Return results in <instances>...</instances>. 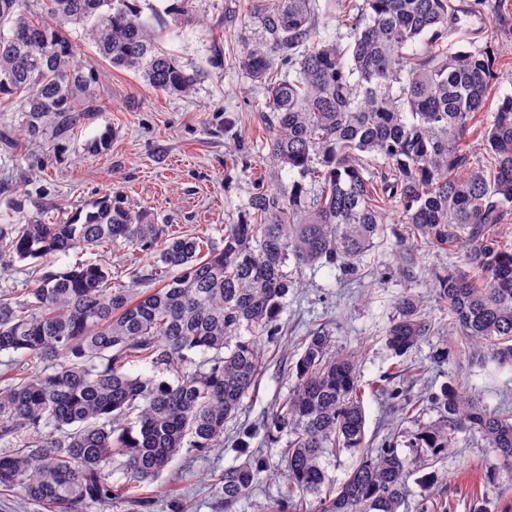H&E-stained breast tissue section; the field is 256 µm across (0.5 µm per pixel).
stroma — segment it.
Here are the masks:
<instances>
[{
  "label": "stroma",
  "mask_w": 512,
  "mask_h": 512,
  "mask_svg": "<svg viewBox=\"0 0 512 512\" xmlns=\"http://www.w3.org/2000/svg\"><path fill=\"white\" fill-rule=\"evenodd\" d=\"M191 23L167 24L164 47L203 77L189 96L152 88L134 73L101 60L77 26L67 34L77 48L78 62L98 71L97 111L77 117L66 128L45 124L29 135L26 114L18 104L0 112V229L41 217L65 222L85 216L104 196L133 199L166 235L197 234L223 247L224 227L241 223L249 197L273 164L268 137L259 115L265 99L256 92L239 61L253 32L248 0H187ZM484 27L456 33L459 42L491 43L497 78L491 101L512 95V10L501 11L498 0H484ZM384 238L360 260L362 279H352L328 266L287 272L297 282L280 322L284 334L268 348L269 362L252 393L246 396L224 432V444L200 453L185 448L161 475V488L183 495L186 512H224L209 489L211 473L245 461H266L260 484L235 507V512H273L284 465L278 449L262 437L246 433L287 394L290 366L297 358V340L324 327L336 348L357 355L364 396L366 435L382 442L389 407L372 396L395 361L386 346L387 330L396 315V301L411 290L423 303L434 331L405 355L408 364L425 365L421 375L401 381L406 399L416 401L440 393L447 385L465 392L472 405L512 415V370L484 362L473 346L448 344V311L435 297L433 272L455 265L458 247L437 249L418 244L413 280L397 275L393 244L405 227L394 210L386 212ZM79 261H95L112 271L114 280L128 281L131 271L147 274L155 255L117 242L102 251L76 250L69 255L14 261L0 259V291L22 296L30 280L47 270H61ZM448 347L446 362L431 354ZM400 512H419L425 495L447 497L454 512H472L484 504L488 512H512V471L498 461L473 432L457 434L447 455L411 472Z\"/></svg>",
  "instance_id": "obj_1"
}]
</instances>
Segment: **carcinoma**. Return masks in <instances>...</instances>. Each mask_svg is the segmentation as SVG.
Returning <instances> with one entry per match:
<instances>
[{
  "label": "carcinoma",
  "instance_id": "obj_1",
  "mask_svg": "<svg viewBox=\"0 0 512 512\" xmlns=\"http://www.w3.org/2000/svg\"><path fill=\"white\" fill-rule=\"evenodd\" d=\"M0 0V104L22 97L28 128L61 124L97 110V71L75 61L65 34L82 28L96 53L164 92L187 95L202 71L182 66L160 44L173 5L139 0ZM336 34H319L318 0H251L258 38L242 60L265 91L261 118L288 189L261 187L244 220L224 226V247L203 248L191 234L161 241L162 229L122 195L106 196L77 224L33 220L8 234L19 261L100 249L121 240L158 252L163 270L112 281L96 263L46 271L20 300L0 294V352L50 364L0 380V495H21L49 512H151L149 490L183 449L224 441V425L266 367L280 314L296 282L284 271L316 264L357 271L397 207L398 274L410 279L415 243L461 245L460 264L434 273L448 307V334L512 367V247L489 227L512 221V96L488 111L495 52L456 47L453 0H331ZM480 139L479 160L465 149ZM431 334L418 296L403 293L386 337L402 356ZM295 384L262 417L258 430L282 445L286 477L277 512H297L306 496L318 512H399L415 461L366 441L364 388L354 354L335 350L315 330L299 339ZM201 358H196V355ZM149 372L132 375L126 365ZM395 372L377 393L390 412L399 403ZM440 418L418 424L415 447L432 459L459 432L480 435L501 467L512 469V417L480 409L449 385L437 397ZM349 452L355 465L340 485L323 460ZM122 471L127 483L112 482ZM263 466L214 472L210 489L232 512Z\"/></svg>",
  "mask_w": 512,
  "mask_h": 512
}]
</instances>
